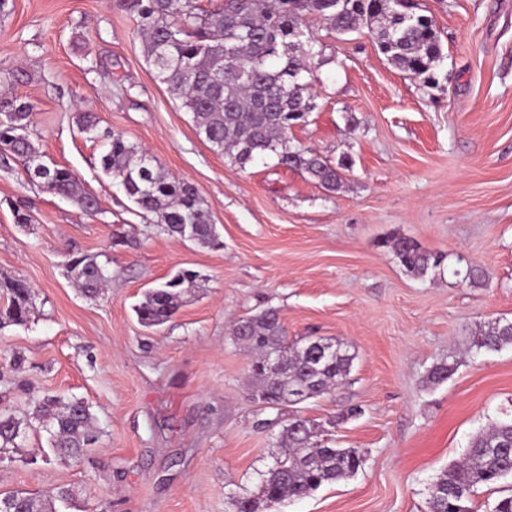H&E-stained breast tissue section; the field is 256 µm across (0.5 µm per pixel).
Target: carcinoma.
<instances>
[{"label": "carcinoma", "instance_id": "cac0c4a2", "mask_svg": "<svg viewBox=\"0 0 512 512\" xmlns=\"http://www.w3.org/2000/svg\"><path fill=\"white\" fill-rule=\"evenodd\" d=\"M134 17L144 54L157 77L192 113L198 133L243 167L260 154L271 152L277 165L305 172L317 185L336 191L343 184L345 165L309 150L289 145L292 128L316 109L308 89L321 64L320 41L305 24L316 17L338 36L365 26L374 33L383 55L430 87L438 84L436 68L442 45L433 20L390 0H223L203 10L196 0H117ZM33 105L17 96H0V153L26 159L38 155L20 131L29 125ZM109 149L102 169L120 181L140 212L160 219L171 236L204 247H217L216 225L195 187L184 179L152 166L143 149L122 136L106 133ZM46 192L77 203L90 212L94 197L64 166H45L36 174ZM385 246L406 271L422 277L440 266L441 259L409 238H391ZM69 277L88 297L99 294L111 278L108 262L96 255H81L66 263ZM197 272L182 270L149 289L136 308L146 326H160L183 304L196 287ZM0 322L24 323L32 307L31 289L19 278L0 279ZM235 338L253 353L250 398L261 410L294 406L330 393L349 375L355 356L339 343L314 355L309 337L286 342V330L273 309L240 320ZM512 346V323L495 321L472 336L476 352H494ZM275 356L278 365L270 368ZM456 364L441 361L427 374L440 384L455 372ZM32 412L17 416L0 413V454L20 448L32 421L49 435L52 452L77 457L98 438L90 408L83 401L58 397L34 398ZM280 442L288 452L263 475L259 493L237 498V512H274L286 500L307 497L323 484L355 474L362 457L353 448H334L322 438L319 425L302 416L288 419ZM512 475V420L496 422L477 433L460 461L441 472L431 485L428 512H466L464 502L480 485ZM68 490L37 499L13 492L15 512H56L54 500Z\"/></svg>", "mask_w": 512, "mask_h": 512}]
</instances>
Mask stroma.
Returning a JSON list of instances; mask_svg holds the SVG:
<instances>
[{"instance_id":"obj_1","label":"stroma","mask_w":512,"mask_h":512,"mask_svg":"<svg viewBox=\"0 0 512 512\" xmlns=\"http://www.w3.org/2000/svg\"><path fill=\"white\" fill-rule=\"evenodd\" d=\"M444 60L437 86L380 53L368 29L324 45L317 108L290 144L346 162L329 192L274 154L246 166L214 151L144 55L116 0H0V71L33 105L28 135L45 163L69 168L97 212L43 192L22 160L0 163V276L30 286L22 325L0 328V412L47 394L83 400L101 434L76 459L53 457L42 429L0 462V494L46 495L56 512H236L284 451L249 396L252 355L232 327L278 312L289 341L321 336L354 353L343 384L282 411L321 423L363 458L350 477L280 512H428V488L473 435L512 418V347L467 353L469 337L512 321V0H418ZM92 114L98 138L79 130ZM137 144L192 183L222 247L164 233L103 172V131ZM32 223H17L19 214ZM127 242H113L115 233ZM391 236L442 256L418 278L384 247ZM76 254L109 257L96 298L67 276ZM481 268L486 285L453 274ZM181 269L198 286L164 326L134 312ZM456 356L455 373L428 369ZM356 417H345L350 407Z\"/></svg>"}]
</instances>
